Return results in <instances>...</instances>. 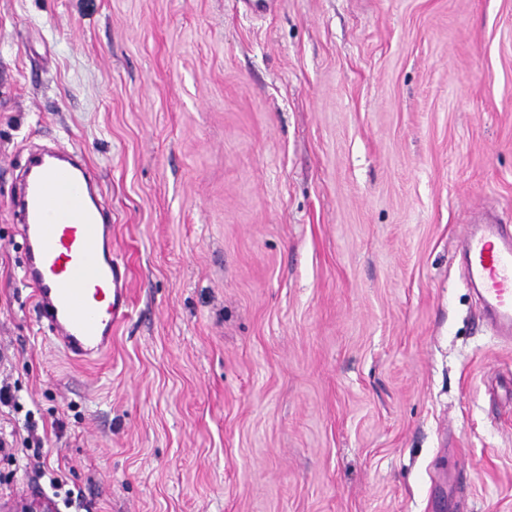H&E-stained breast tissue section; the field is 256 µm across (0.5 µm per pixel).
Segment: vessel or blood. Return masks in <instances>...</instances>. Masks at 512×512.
Here are the masks:
<instances>
[{
    "label": "vessel or blood",
    "instance_id": "1",
    "mask_svg": "<svg viewBox=\"0 0 512 512\" xmlns=\"http://www.w3.org/2000/svg\"><path fill=\"white\" fill-rule=\"evenodd\" d=\"M16 211L22 279L51 341L74 360L108 353L128 304L112 256V215L87 161L62 147L29 158ZM459 252L498 336L511 344L512 232L475 218Z\"/></svg>",
    "mask_w": 512,
    "mask_h": 512
}]
</instances>
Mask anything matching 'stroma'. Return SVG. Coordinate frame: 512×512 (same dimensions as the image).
<instances>
[{"label":"stroma","instance_id":"obj_1","mask_svg":"<svg viewBox=\"0 0 512 512\" xmlns=\"http://www.w3.org/2000/svg\"><path fill=\"white\" fill-rule=\"evenodd\" d=\"M98 176L129 315L55 349L17 175ZM512 226V0H0V504L512 512V346L455 252ZM63 421L55 432V421ZM25 430L26 436L23 438V450L26 451L28 463L40 465L41 460L44 458L45 435L44 431L41 435L39 433L38 425L31 420V414H26Z\"/></svg>","mask_w":512,"mask_h":512}]
</instances>
